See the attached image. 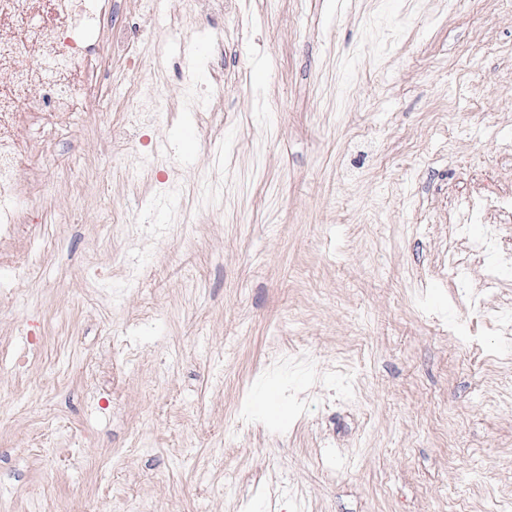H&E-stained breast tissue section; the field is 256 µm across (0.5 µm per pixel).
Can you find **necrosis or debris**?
I'll list each match as a JSON object with an SVG mask.
<instances>
[{"label":"necrosis or debris","mask_w":512,"mask_h":512,"mask_svg":"<svg viewBox=\"0 0 512 512\" xmlns=\"http://www.w3.org/2000/svg\"><path fill=\"white\" fill-rule=\"evenodd\" d=\"M109 0H0V68L11 66L16 57L34 52L40 59L36 68L15 69L10 86L0 89V243L18 239L24 228L38 220L26 201L38 188L31 168L23 157L41 149L40 132L67 123L74 110L76 92L92 93L95 61L87 50L88 35L100 25ZM39 86L42 95L27 109H19L18 96L30 86ZM29 119L37 136L19 142L13 129L20 119ZM482 198L471 199L453 220L459 233L467 237V256L495 255L496 263L482 288L471 297L477 321L493 335L512 336V321L498 309L486 307L482 299L496 292L502 269L512 266V243L504 241L494 228L480 237L467 236L470 224L484 215Z\"/></svg>","instance_id":"necrosis-or-debris-1"}]
</instances>
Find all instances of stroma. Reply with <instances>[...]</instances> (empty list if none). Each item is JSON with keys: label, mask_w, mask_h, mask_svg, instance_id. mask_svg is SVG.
Here are the masks:
<instances>
[{"label": "stroma", "mask_w": 512, "mask_h": 512, "mask_svg": "<svg viewBox=\"0 0 512 512\" xmlns=\"http://www.w3.org/2000/svg\"><path fill=\"white\" fill-rule=\"evenodd\" d=\"M91 52L0 260V512H500L512 362L448 254L512 194V0H112Z\"/></svg>", "instance_id": "stroma-1"}]
</instances>
